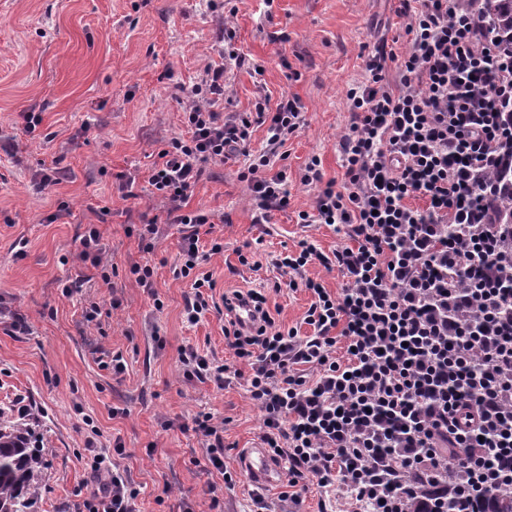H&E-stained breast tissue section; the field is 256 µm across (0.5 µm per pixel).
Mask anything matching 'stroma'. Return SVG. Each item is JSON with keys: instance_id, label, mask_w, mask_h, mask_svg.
Masks as SVG:
<instances>
[{"instance_id": "obj_1", "label": "stroma", "mask_w": 512, "mask_h": 512, "mask_svg": "<svg viewBox=\"0 0 512 512\" xmlns=\"http://www.w3.org/2000/svg\"><path fill=\"white\" fill-rule=\"evenodd\" d=\"M0 0V408L22 404V423L44 449L45 478L36 512H82L93 488L88 442L111 453L141 490L140 512H252V485L239 467L243 449L260 447L263 414L242 382L217 388L186 377L181 353L192 347L234 364L224 316L197 325L183 319L191 292L175 278L182 224H164L154 250L135 233L162 215L148 174L157 152L184 134L178 85L198 82L208 66L226 65L225 112L253 111L256 101L297 99L305 124L289 136L285 159L290 203L260 219L238 165H210L188 201L214 216L199 229L216 294L264 290L276 322L309 334L304 291L286 288L274 261L304 240L332 254L344 239L324 224H301L316 190L302 175L311 158L324 180L343 178L339 141L350 114L347 91L367 78L375 42L397 56L409 46L399 0ZM235 32L239 60L225 62L217 36ZM39 113L35 136L23 132ZM67 177L44 185L40 161ZM98 224L112 279L103 282L80 258V238ZM224 249L211 253L213 241ZM253 256L242 264L240 255ZM154 270L153 287L130 277L132 264ZM83 279L74 297L65 282ZM97 306L94 321L84 312ZM24 318V330L12 326ZM124 373L113 374V354ZM206 411L224 421V465L235 480L204 466V443L190 428Z\"/></svg>"}]
</instances>
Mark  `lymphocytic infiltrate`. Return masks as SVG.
Returning a JSON list of instances; mask_svg holds the SVG:
<instances>
[{
    "label": "lymphocytic infiltrate",
    "mask_w": 512,
    "mask_h": 512,
    "mask_svg": "<svg viewBox=\"0 0 512 512\" xmlns=\"http://www.w3.org/2000/svg\"><path fill=\"white\" fill-rule=\"evenodd\" d=\"M409 49L397 86L379 43L365 82L349 89L340 141L343 185L323 182L311 159L302 180L318 185L302 224H327L347 244L325 255L309 242L281 254L290 289L311 297L309 335L277 324L266 296L249 290L259 324L228 321L224 338L242 369L185 349V374L217 386L244 380L263 412V443L284 464L281 504L313 481L338 493L342 512H478L512 493V225L492 223L488 176L512 146V55L488 34L494 0H401ZM185 135L158 152L148 176L170 224L211 223L187 207L206 165L243 158L240 177L260 214L287 208L285 171L273 159L304 124L296 100L224 114L223 68L179 86ZM266 126V148L247 149ZM199 237L183 235L178 277L190 280L184 318L197 324L219 304L200 270ZM337 268L339 292L301 279L306 266ZM208 467L224 470V423L193 420ZM96 487L85 512H139L127 472L93 455Z\"/></svg>",
    "instance_id": "1"
}]
</instances>
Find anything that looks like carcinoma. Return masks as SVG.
Returning a JSON list of instances; mask_svg holds the SVG:
<instances>
[{
    "instance_id": "cac0c4a2",
    "label": "carcinoma",
    "mask_w": 512,
    "mask_h": 512,
    "mask_svg": "<svg viewBox=\"0 0 512 512\" xmlns=\"http://www.w3.org/2000/svg\"><path fill=\"white\" fill-rule=\"evenodd\" d=\"M489 32L512 49V0H496ZM496 179L504 197L489 203L492 220L512 224V155L504 158ZM44 478L40 450L28 444L23 429L0 419V512H29ZM482 512H512V495H496L484 502Z\"/></svg>"
}]
</instances>
